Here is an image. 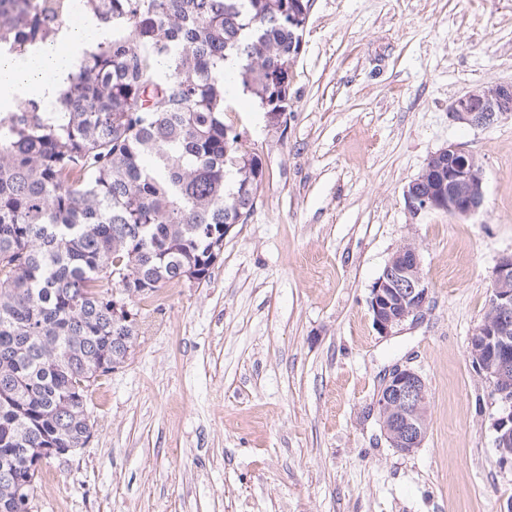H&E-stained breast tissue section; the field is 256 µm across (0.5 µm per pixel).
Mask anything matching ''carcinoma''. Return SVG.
<instances>
[{
	"label": "carcinoma",
	"instance_id": "cac0c4a2",
	"mask_svg": "<svg viewBox=\"0 0 512 512\" xmlns=\"http://www.w3.org/2000/svg\"><path fill=\"white\" fill-rule=\"evenodd\" d=\"M312 0H85L108 36L56 111L0 112V512H30L45 449L82 448L90 387L140 335L136 301L200 281L224 224L258 193L263 163L224 124L225 85L265 113ZM71 0H0V52L65 27ZM124 298L132 317L112 312Z\"/></svg>",
	"mask_w": 512,
	"mask_h": 512
}]
</instances>
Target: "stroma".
I'll return each mask as SVG.
<instances>
[{
	"mask_svg": "<svg viewBox=\"0 0 512 512\" xmlns=\"http://www.w3.org/2000/svg\"><path fill=\"white\" fill-rule=\"evenodd\" d=\"M511 82L512 0H313L286 130L244 94L224 115L263 163L254 212L209 277L139 302L132 354L92 386L89 442L43 465L32 512H501L499 404L467 349L512 253V121L448 106ZM450 142L482 162L483 208L412 215L405 186ZM408 243L431 301L382 336L371 288ZM396 363L430 399L409 455L372 410Z\"/></svg>",
	"mask_w": 512,
	"mask_h": 512,
	"instance_id": "1",
	"label": "stroma"
}]
</instances>
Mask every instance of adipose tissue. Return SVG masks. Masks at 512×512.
Returning a JSON list of instances; mask_svg holds the SVG:
<instances>
[{
	"instance_id": "adipose-tissue-1",
	"label": "adipose tissue",
	"mask_w": 512,
	"mask_h": 512,
	"mask_svg": "<svg viewBox=\"0 0 512 512\" xmlns=\"http://www.w3.org/2000/svg\"><path fill=\"white\" fill-rule=\"evenodd\" d=\"M94 15L64 29L26 55L0 56V98H36L45 104L57 101L82 64L84 54L101 38Z\"/></svg>"
}]
</instances>
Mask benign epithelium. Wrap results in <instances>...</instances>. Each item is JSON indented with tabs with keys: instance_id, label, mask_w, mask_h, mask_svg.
<instances>
[{
	"instance_id": "obj_1",
	"label": "benign epithelium",
	"mask_w": 512,
	"mask_h": 512,
	"mask_svg": "<svg viewBox=\"0 0 512 512\" xmlns=\"http://www.w3.org/2000/svg\"><path fill=\"white\" fill-rule=\"evenodd\" d=\"M450 118L463 125L489 127L512 120V83L478 85L454 99ZM409 210L441 211L458 217L479 213L485 179L478 158L450 142L430 155L420 175L404 190ZM420 252L407 244L387 261L371 288L369 310L381 336H390L408 320L419 319L430 301ZM469 357L498 397L493 420L501 464H512V253L501 256L492 272L486 316L472 336ZM382 431L403 454L421 448L428 430V392L423 377L401 363L385 374L375 402Z\"/></svg>"
}]
</instances>
